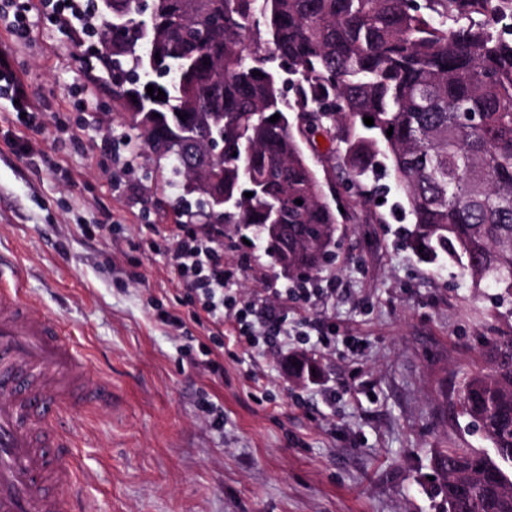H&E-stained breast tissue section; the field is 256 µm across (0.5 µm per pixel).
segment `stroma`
Returning a JSON list of instances; mask_svg holds the SVG:
<instances>
[{
	"mask_svg": "<svg viewBox=\"0 0 512 512\" xmlns=\"http://www.w3.org/2000/svg\"><path fill=\"white\" fill-rule=\"evenodd\" d=\"M29 33L0 17V52L32 90L38 130L0 104V271L64 321L111 406L69 418L85 506L94 512H437L435 449L485 447L448 393L484 337L512 331L492 289L426 264L403 244L408 221L345 223L336 262L313 281L335 294L285 302L288 277L246 229L222 225L224 263L242 265L241 299L287 306L293 334L270 347L211 336L197 324L169 262L180 191L134 132L112 117L87 59L96 35L65 0H31ZM29 139L33 159L18 155ZM180 316L185 333L159 320ZM332 325L327 346L311 322ZM224 366L212 375L203 349ZM319 359L323 379L299 384L288 356Z\"/></svg>",
	"mask_w": 512,
	"mask_h": 512,
	"instance_id": "stroma-1",
	"label": "stroma"
}]
</instances>
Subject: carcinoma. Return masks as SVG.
I'll return each mask as SVG.
<instances>
[{
    "instance_id": "carcinoma-1",
    "label": "carcinoma",
    "mask_w": 512,
    "mask_h": 512,
    "mask_svg": "<svg viewBox=\"0 0 512 512\" xmlns=\"http://www.w3.org/2000/svg\"><path fill=\"white\" fill-rule=\"evenodd\" d=\"M508 12L512 0H154L145 21L138 0H112L126 38L104 69L116 114H158L151 128L135 116L128 125L182 186L174 223L244 224L288 277L323 273L342 213L303 148L321 136L351 206L375 202L391 178L416 256L455 263L472 288L497 289L501 307L512 305ZM110 20L90 29L103 38ZM254 38L270 55L249 48ZM123 58L132 67L121 77ZM272 58L295 76L291 101ZM205 134L224 140L223 158L209 156ZM204 190L224 195L223 215L192 210L188 197ZM268 224L283 225L281 237ZM480 356L451 400L493 454L435 451L442 512H512V333L487 337Z\"/></svg>"
}]
</instances>
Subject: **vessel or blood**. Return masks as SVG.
<instances>
[{
  "instance_id": "obj_1",
  "label": "vessel or blood",
  "mask_w": 512,
  "mask_h": 512,
  "mask_svg": "<svg viewBox=\"0 0 512 512\" xmlns=\"http://www.w3.org/2000/svg\"><path fill=\"white\" fill-rule=\"evenodd\" d=\"M112 404L71 329L48 318L19 281H0V512H77L65 418Z\"/></svg>"
}]
</instances>
